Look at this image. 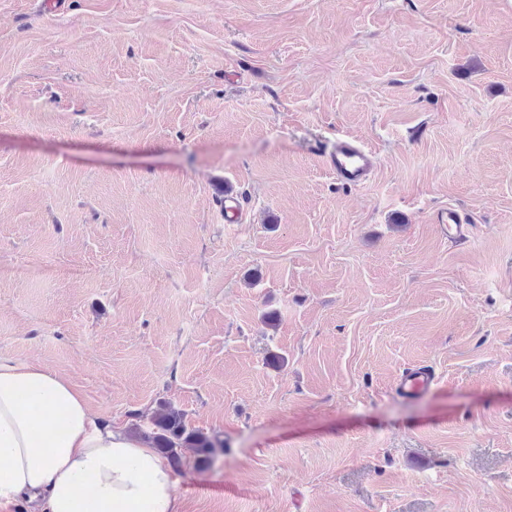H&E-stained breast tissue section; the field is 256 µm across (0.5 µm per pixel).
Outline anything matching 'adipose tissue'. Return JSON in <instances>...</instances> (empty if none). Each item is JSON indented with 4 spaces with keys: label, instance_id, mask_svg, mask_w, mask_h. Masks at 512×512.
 <instances>
[{
    "label": "adipose tissue",
    "instance_id": "ef3b65f1",
    "mask_svg": "<svg viewBox=\"0 0 512 512\" xmlns=\"http://www.w3.org/2000/svg\"><path fill=\"white\" fill-rule=\"evenodd\" d=\"M178 485L149 441L94 418L67 378L0 358V506L178 512Z\"/></svg>",
    "mask_w": 512,
    "mask_h": 512
}]
</instances>
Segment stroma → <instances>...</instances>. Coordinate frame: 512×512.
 Listing matches in <instances>:
<instances>
[{
    "label": "stroma",
    "mask_w": 512,
    "mask_h": 512,
    "mask_svg": "<svg viewBox=\"0 0 512 512\" xmlns=\"http://www.w3.org/2000/svg\"><path fill=\"white\" fill-rule=\"evenodd\" d=\"M46 2L0 0V357L223 439L179 512H512V0ZM328 168L336 179L345 184H363L376 163L375 153L360 141L347 138L338 139L327 154ZM436 224H440L443 234L455 243L469 242L471 231L469 224H463L456 209L448 208L437 213ZM433 382L434 376L430 372L411 369L399 377L395 390L403 396L414 397L429 390Z\"/></svg>",
    "instance_id": "1"
}]
</instances>
